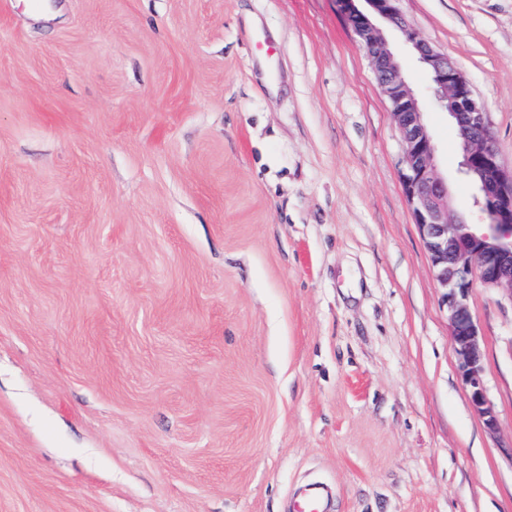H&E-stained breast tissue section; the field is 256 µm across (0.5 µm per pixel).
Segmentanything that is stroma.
Returning <instances> with one entry per match:
<instances>
[{"instance_id":"1","label":"stroma","mask_w":512,"mask_h":512,"mask_svg":"<svg viewBox=\"0 0 512 512\" xmlns=\"http://www.w3.org/2000/svg\"><path fill=\"white\" fill-rule=\"evenodd\" d=\"M396 6L512 167V0ZM400 155L339 0H0V512H512V290L469 297L491 430ZM323 489L320 486H308L301 496L294 501L296 512H321Z\"/></svg>"}]
</instances>
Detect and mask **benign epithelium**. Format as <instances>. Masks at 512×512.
<instances>
[{
	"mask_svg": "<svg viewBox=\"0 0 512 512\" xmlns=\"http://www.w3.org/2000/svg\"><path fill=\"white\" fill-rule=\"evenodd\" d=\"M341 0L346 20L364 49L375 79L387 99L401 148L403 192L429 254L435 277L445 290L451 340L459 373L470 388L475 411L490 430L497 422L483 386V349L468 303L480 281L489 288L512 291V168L502 163L481 102L461 71L422 38L399 13L396 0ZM398 29L405 44L429 73L430 93L448 110L461 139V173L476 177V202L486 219L477 231L461 218H450L448 183L436 173V147L414 91L378 21Z\"/></svg>",
	"mask_w": 512,
	"mask_h": 512,
	"instance_id": "1",
	"label": "benign epithelium"
}]
</instances>
